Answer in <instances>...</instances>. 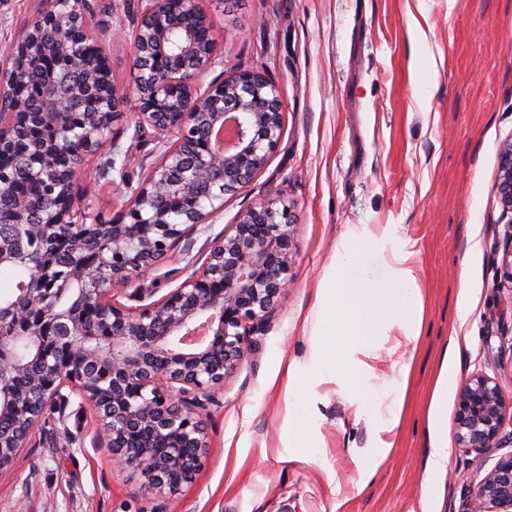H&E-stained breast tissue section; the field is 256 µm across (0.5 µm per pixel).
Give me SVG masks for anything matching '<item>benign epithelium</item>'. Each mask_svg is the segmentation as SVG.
<instances>
[{
	"instance_id": "7a95c632",
	"label": "benign epithelium",
	"mask_w": 512,
	"mask_h": 512,
	"mask_svg": "<svg viewBox=\"0 0 512 512\" xmlns=\"http://www.w3.org/2000/svg\"><path fill=\"white\" fill-rule=\"evenodd\" d=\"M37 15L0 52V154L18 127L53 131L19 159L23 176L60 189V204L19 196L0 174V201L15 219L0 226V266L29 268L22 288L0 299V417L19 429L0 432V468L10 464L62 390L89 404L99 437L116 468H130L143 486L173 494L188 482L206 447L203 411L252 345L289 288L293 221L287 206L262 200L210 240L208 255L177 288L139 308L117 304L110 284L143 280L168 253L209 223L224 196L250 183L266 166L283 129L278 86L263 73L235 70L202 87L219 60V36L207 0H138L133 37V95L112 82L108 59L97 70L70 54V33L88 29L81 0ZM61 59L55 91L17 96L22 72L43 56ZM134 103L138 126L150 128L165 150L132 190L110 224L66 236L61 265H46L36 235L73 224L83 190L78 173L107 145V130ZM230 120L234 137L213 148L214 131ZM495 191L508 218L503 283L512 292V139L499 150ZM112 244V258L104 242ZM512 396L499 381L475 373L457 398L455 440L476 453L483 477L474 493L481 512H512V452L485 469L481 451L500 444Z\"/></svg>"
}]
</instances>
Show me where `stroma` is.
Listing matches in <instances>:
<instances>
[{
  "mask_svg": "<svg viewBox=\"0 0 512 512\" xmlns=\"http://www.w3.org/2000/svg\"><path fill=\"white\" fill-rule=\"evenodd\" d=\"M94 23L119 89L133 81L132 0H106ZM47 0H0V46L46 10ZM212 21L224 65L257 68L281 89L283 131L266 167L191 245H178L144 286L162 298L206 258L207 238L262 198L289 205L292 282L253 336L234 374L204 413L207 446L192 479L158 495L133 470L114 469L95 443L99 425L79 397L48 407L12 465L0 470V512H473L477 477L452 448L449 475L426 472L431 424L454 430L463 380L479 372L512 392V293L496 280L504 224L494 193L501 143L512 138V0H227ZM134 110L114 127L127 177L97 170L76 223L110 222L129 185L161 146L137 132ZM350 224H394L417 254L423 296L418 339L374 344L368 383L404 389L392 431L359 391L328 379L304 398L316 425L310 455L283 446L284 364L303 359L304 319ZM467 290H460V277ZM132 281L115 302L141 306ZM469 296L471 311L457 307ZM410 362L408 378L398 365ZM448 391L437 421L431 396L440 370ZM390 443L377 461L378 440Z\"/></svg>",
  "mask_w": 512,
  "mask_h": 512,
  "instance_id": "35a3bbf8",
  "label": "stroma"
}]
</instances>
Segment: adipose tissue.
<instances>
[{
    "label": "adipose tissue",
    "instance_id": "1",
    "mask_svg": "<svg viewBox=\"0 0 512 512\" xmlns=\"http://www.w3.org/2000/svg\"><path fill=\"white\" fill-rule=\"evenodd\" d=\"M395 238L391 224H351L337 244L305 321L307 360L291 361L287 368V447L303 452L314 445L311 419L297 400L321 373L348 386L362 385L373 369L354 353L367 340L392 338L400 345L416 340L422 319L416 253ZM377 264L385 270L384 280L369 275Z\"/></svg>",
    "mask_w": 512,
    "mask_h": 512
}]
</instances>
